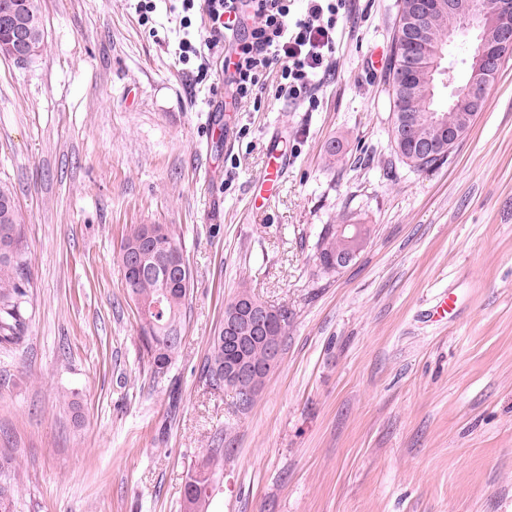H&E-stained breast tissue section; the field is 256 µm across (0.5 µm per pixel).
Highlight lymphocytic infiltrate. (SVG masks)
<instances>
[{"label": "lymphocytic infiltrate", "instance_id": "lymphocytic-infiltrate-1", "mask_svg": "<svg viewBox=\"0 0 512 512\" xmlns=\"http://www.w3.org/2000/svg\"><path fill=\"white\" fill-rule=\"evenodd\" d=\"M206 37L229 44L227 84L237 102L252 99L268 70L278 92L316 105V87L336 53V28L347 0H206Z\"/></svg>", "mask_w": 512, "mask_h": 512}]
</instances>
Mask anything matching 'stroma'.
<instances>
[{"mask_svg":"<svg viewBox=\"0 0 512 512\" xmlns=\"http://www.w3.org/2000/svg\"><path fill=\"white\" fill-rule=\"evenodd\" d=\"M400 0H349L319 106L278 96L225 116L224 52L179 60L158 0H41L44 46L0 58V184L15 193L36 313L0 346V450L23 512H183L211 450L204 512H512V57L442 166L391 142L389 67ZM343 148L336 159L331 139ZM277 141L288 159L268 209L249 203ZM374 227L347 268L319 271L322 224ZM170 224L194 288L181 354L143 355L119 246ZM294 315L251 406L202 374L241 283ZM453 319L432 321L446 293Z\"/></svg>","mask_w":512,"mask_h":512,"instance_id":"obj_1","label":"stroma"}]
</instances>
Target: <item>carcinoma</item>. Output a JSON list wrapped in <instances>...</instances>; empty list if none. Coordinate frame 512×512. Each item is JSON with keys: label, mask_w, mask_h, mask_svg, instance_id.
Instances as JSON below:
<instances>
[{"label": "carcinoma", "mask_w": 512, "mask_h": 512, "mask_svg": "<svg viewBox=\"0 0 512 512\" xmlns=\"http://www.w3.org/2000/svg\"><path fill=\"white\" fill-rule=\"evenodd\" d=\"M17 6L15 20L27 23L30 27L44 29L40 0H0ZM429 49L427 52L409 56L401 45L400 37H394L391 76L400 70L411 74L410 80L401 91H396L395 83H390V104L392 116L407 113L417 125L416 133L422 134L428 128L430 112H450L446 105L437 100H429L424 95L425 75L431 68L436 54L443 55L445 65L450 68L447 82L452 86L451 95L461 96L472 81L471 67L463 74L456 72V62L450 59L448 46V28L455 26V19L443 16L428 23ZM143 224H129L120 243V250L134 245L142 236ZM162 232V251L157 255L155 265L133 280L124 279L128 297L133 301L139 320V334L142 347L155 374L164 375L176 362L181 345L183 323L192 288V274L186 258H181L185 284L174 286L164 266L166 252L171 248L183 250L181 238L173 227L158 225ZM343 238L336 236L332 225L321 226L313 243L316 259L321 261L320 268L327 274H335V267L327 259L346 251ZM31 276L29 262L24 245L23 224L15 202L14 192L7 186H0V342L10 344L19 341L32 319L33 306L30 297ZM253 300L259 304L263 300L257 297L251 287L243 284L235 296L226 304L224 313H229L236 303ZM276 315L268 325L266 339L251 344L246 352L247 358L256 366H264L269 359L273 345L283 346L284 336L292 312L282 306L275 308ZM204 374L209 384L216 388L225 387L224 383V338L222 332L211 337L209 355L204 365ZM219 466L215 452L202 456L198 471L188 482L194 487V495L185 498V512H201L208 499L211 477ZM17 486L15 467L11 454L0 455V512H17Z\"/></svg>", "instance_id": "1"}]
</instances>
